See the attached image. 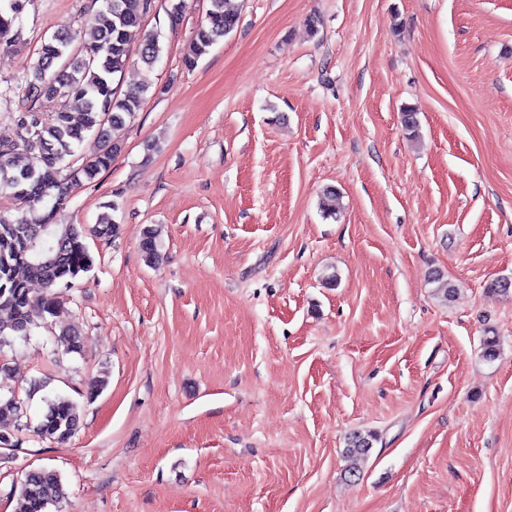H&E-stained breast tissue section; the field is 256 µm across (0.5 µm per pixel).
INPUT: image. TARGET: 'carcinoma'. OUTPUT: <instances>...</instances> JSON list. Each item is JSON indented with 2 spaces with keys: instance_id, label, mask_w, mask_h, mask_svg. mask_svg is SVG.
<instances>
[{
  "instance_id": "carcinoma-1",
  "label": "carcinoma",
  "mask_w": 512,
  "mask_h": 512,
  "mask_svg": "<svg viewBox=\"0 0 512 512\" xmlns=\"http://www.w3.org/2000/svg\"><path fill=\"white\" fill-rule=\"evenodd\" d=\"M26 0H0V51H9L21 39L15 21L24 11ZM154 7L153 0H102L93 16L96 40L74 45L73 35L57 32L41 41L38 57L31 66L22 106L16 119V137L0 141V188L11 190L23 216L11 219L0 214V311L9 320L0 321V342L5 332L27 335L35 320L54 314L60 296L54 287L70 283L88 272L94 259L86 244L81 224L56 223L57 208L72 190L112 165L121 150L122 132L128 119L140 109L150 87L121 90L115 77L124 72L130 60V29L139 27ZM239 16L233 0H210L205 22L192 38L185 63L192 65L218 41L231 34ZM163 47L159 36H145L138 49L139 59L148 68L160 59ZM83 102L82 111L68 112L59 105L46 112V104L69 96ZM97 133L103 142L100 154L82 159L75 144L84 134ZM28 157L26 167L13 165L19 153ZM67 174H62L63 170ZM53 206L40 211L46 199ZM141 250L146 263L159 261L155 228L142 230ZM38 282L42 292L34 295L30 284ZM51 417L44 418L37 433L44 439L63 443L77 430L78 407L71 399L57 396L48 401ZM19 416L13 398H0V445L8 444L12 421ZM375 441L372 433H355L348 438L346 457L354 461L367 457ZM47 495L58 503L65 497L59 474L47 466L25 476L18 489V512H38L37 504Z\"/></svg>"
}]
</instances>
